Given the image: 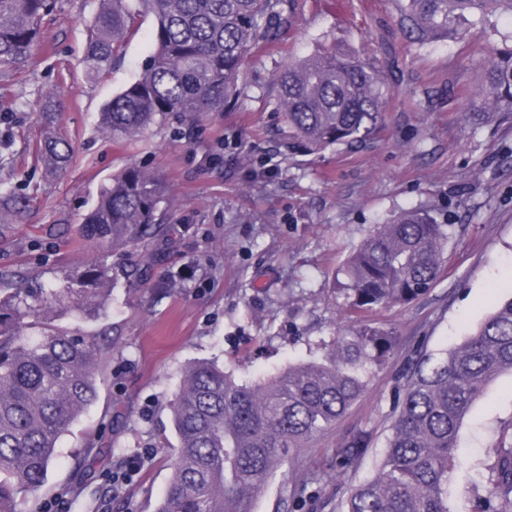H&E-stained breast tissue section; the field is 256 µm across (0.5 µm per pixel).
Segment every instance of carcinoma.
Listing matches in <instances>:
<instances>
[{
  "label": "carcinoma",
  "instance_id": "carcinoma-1",
  "mask_svg": "<svg viewBox=\"0 0 512 512\" xmlns=\"http://www.w3.org/2000/svg\"><path fill=\"white\" fill-rule=\"evenodd\" d=\"M401 24L425 42L476 25L494 35L491 20L512 0H401ZM55 0H0V78L12 77L39 44ZM155 16V49L137 79L112 97L100 124L114 139L133 140L171 118L191 120L236 103L245 58L278 42L293 23L284 0H101L88 29L87 75L112 67L129 29ZM388 64L336 44L286 63L274 77L277 105L288 124V153L313 154L368 141L386 105ZM478 111L512 112V48H493L483 65ZM59 92L44 96V134L25 143L45 169L72 161L68 141L53 129ZM170 186L154 171L130 165L101 187L83 223L114 248L151 238ZM30 200L0 183V236ZM449 225L412 209L377 225L341 268L339 291L355 319L341 328L320 360L290 364L254 384L207 362L185 369L170 403L178 446L169 486L156 512H253V498L275 471L336 424L361 395L369 369L390 355L396 333L366 314L420 300L445 270ZM112 267L91 262L39 288L0 289V512H16L20 494L45 482L63 432L97 396L99 346L69 332L27 334L51 310L80 317L104 310ZM512 373V298L439 360L421 354L398 392L385 458L377 475L357 485L340 512H452L448 479L469 408L499 374ZM363 436L336 449L348 467ZM491 489L481 512H512V441L495 450Z\"/></svg>",
  "mask_w": 512,
  "mask_h": 512
}]
</instances>
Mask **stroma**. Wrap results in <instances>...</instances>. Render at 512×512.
I'll return each instance as SVG.
<instances>
[{"mask_svg": "<svg viewBox=\"0 0 512 512\" xmlns=\"http://www.w3.org/2000/svg\"><path fill=\"white\" fill-rule=\"evenodd\" d=\"M99 0H58L28 65L0 80V178L31 199L22 223L0 237V288L19 275L38 285L87 263L93 241L82 222L112 174L137 164L172 187L147 242L109 252L118 284L106 315L54 317L52 327L93 336L103 348L96 404L61 435L37 496L17 512H156L172 473L177 437L169 405L186 366L206 359L258 382L291 363L321 357L341 321L340 269L376 224L411 208L451 225L448 265L429 294L374 310L396 346L371 370L353 406L311 447L287 463L254 498V512H295L293 494L317 488L304 512H339L350 490L372 479L392 434L395 390L416 350L435 357L459 345L512 296V113L473 125L464 118L490 46L512 47V16L499 34L480 28L423 45L399 23L397 0H299L280 43L249 56L234 110L192 122L168 120L137 140H115L100 112L133 81L153 51L155 18L140 17L123 54L102 78L87 76L86 26ZM393 61L391 96L379 128L358 147L313 155L284 153L286 126L273 79L289 60L319 43ZM60 90L55 129L74 157L55 175L21 151L38 139L40 97ZM366 452L336 469L337 448L359 432ZM512 435V375L496 377L459 430L448 482L453 512H478L487 486L466 476L487 472ZM90 456V472L78 468ZM127 474L125 484L112 482Z\"/></svg>", "mask_w": 512, "mask_h": 512, "instance_id": "obj_1", "label": "stroma"}]
</instances>
